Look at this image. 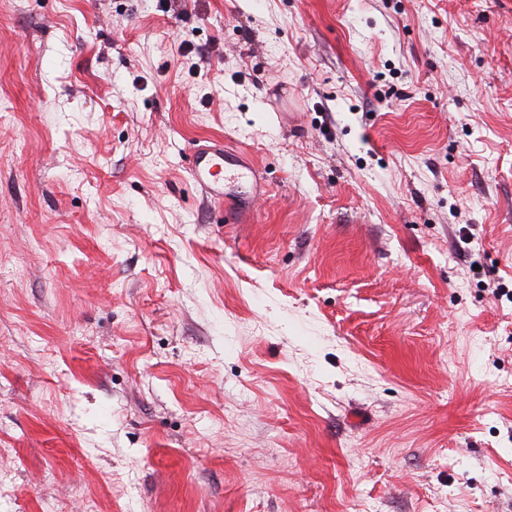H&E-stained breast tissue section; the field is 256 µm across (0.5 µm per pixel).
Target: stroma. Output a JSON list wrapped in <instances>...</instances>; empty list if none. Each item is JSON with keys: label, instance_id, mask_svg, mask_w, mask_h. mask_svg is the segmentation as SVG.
Here are the masks:
<instances>
[{"label": "stroma", "instance_id": "obj_1", "mask_svg": "<svg viewBox=\"0 0 512 512\" xmlns=\"http://www.w3.org/2000/svg\"><path fill=\"white\" fill-rule=\"evenodd\" d=\"M1 100L0 512H512V0H0ZM192 170L200 186L219 200L226 191L246 195L248 187L256 184V173L251 164L223 147L196 151L191 157Z\"/></svg>", "mask_w": 512, "mask_h": 512}]
</instances>
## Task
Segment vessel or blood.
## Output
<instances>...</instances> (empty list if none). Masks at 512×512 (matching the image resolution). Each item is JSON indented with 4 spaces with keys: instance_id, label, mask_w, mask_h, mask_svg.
Returning a JSON list of instances; mask_svg holds the SVG:
<instances>
[{
    "instance_id": "1",
    "label": "vessel or blood",
    "mask_w": 512,
    "mask_h": 512,
    "mask_svg": "<svg viewBox=\"0 0 512 512\" xmlns=\"http://www.w3.org/2000/svg\"><path fill=\"white\" fill-rule=\"evenodd\" d=\"M192 170L200 186L215 198H223L226 192L246 194L256 182L251 164L223 148L195 152L191 157Z\"/></svg>"
}]
</instances>
